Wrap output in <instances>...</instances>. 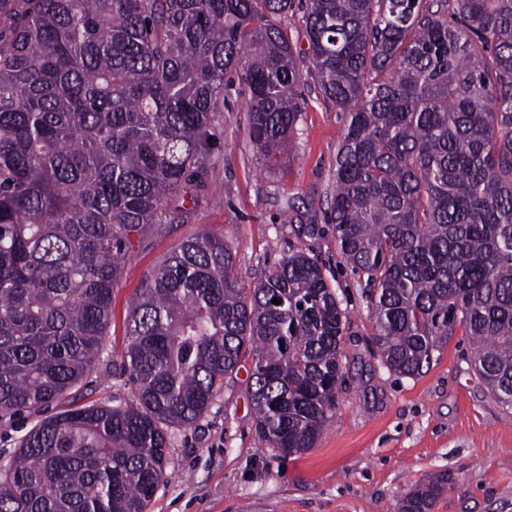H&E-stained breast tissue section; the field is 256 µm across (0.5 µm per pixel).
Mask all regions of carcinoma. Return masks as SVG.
Masks as SVG:
<instances>
[{"label": "carcinoma", "instance_id": "obj_1", "mask_svg": "<svg viewBox=\"0 0 512 512\" xmlns=\"http://www.w3.org/2000/svg\"><path fill=\"white\" fill-rule=\"evenodd\" d=\"M290 0H0V419L94 370L112 289L148 232L212 191L224 77L274 162L299 116ZM306 54L346 114L330 215L366 275L380 362L416 378L457 330L512 407V0H308ZM224 238L174 247L131 314L123 406L46 416L0 463V512H145L167 430L252 356L262 447H314L343 382L347 315L296 250L244 287ZM277 299L281 304L275 305ZM448 474L402 512H432Z\"/></svg>", "mask_w": 512, "mask_h": 512}]
</instances>
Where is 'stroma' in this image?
I'll use <instances>...</instances> for the list:
<instances>
[{
    "mask_svg": "<svg viewBox=\"0 0 512 512\" xmlns=\"http://www.w3.org/2000/svg\"><path fill=\"white\" fill-rule=\"evenodd\" d=\"M303 14L296 4L277 18L301 74L302 110L287 149L275 165L259 159L246 85L226 78L213 125L216 190L188 223L135 247L112 290L104 353L67 404L131 399L122 355L132 307L178 243L204 230L223 237L248 288L300 248L318 260L348 314L335 412L304 453L261 447L248 395L252 365L243 363L195 425L168 429L167 465L147 512H400L403 496L439 473L453 488L433 512H512V408L487 390L468 338L455 334L416 378L390 372L375 356L365 280L343 263L329 218L345 116L323 99L303 55Z\"/></svg>",
    "mask_w": 512,
    "mask_h": 512,
    "instance_id": "1",
    "label": "stroma"
}]
</instances>
